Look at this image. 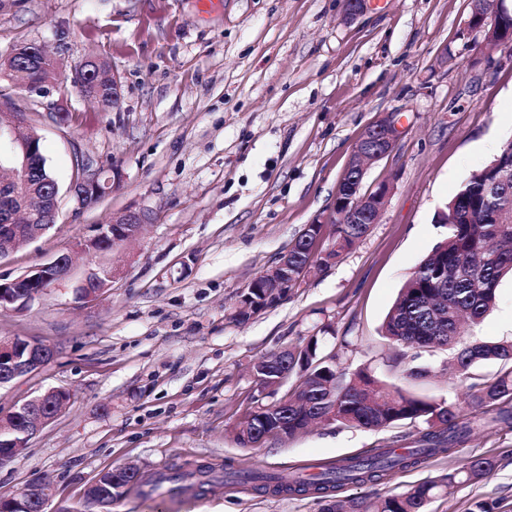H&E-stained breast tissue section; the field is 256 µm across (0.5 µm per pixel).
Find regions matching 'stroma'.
<instances>
[{
  "label": "stroma",
  "instance_id": "35a3bbf8",
  "mask_svg": "<svg viewBox=\"0 0 512 512\" xmlns=\"http://www.w3.org/2000/svg\"><path fill=\"white\" fill-rule=\"evenodd\" d=\"M473 0H366L343 21L344 0H19L0 13V58L20 42L66 63L103 60L119 80L110 108L76 86L51 101L71 112L57 124L21 82L0 83V113L23 112L41 137L60 186L82 152L120 173L97 204L59 218L40 238L0 256L13 278L58 255L67 280L24 309L0 308V339H37L54 350L39 371L0 387V416L52 388L72 399L18 458L0 462V494L48 483L44 512L81 501L107 468L138 464L142 482L112 512H320L312 497L261 493L226 479L229 468L288 474L301 467L405 446L425 428L321 425L243 448L236 424L252 408L254 361L315 336L321 355L364 370L419 399L466 404L504 371L476 365L468 378L453 350H403L384 319L418 264L445 237L439 213L470 174L512 142V50L487 44L466 22ZM384 112L404 133L368 166L364 190L390 181L379 221L328 268H314L277 305L235 317L251 281L273 266L307 224L317 250L336 242L334 198L357 139ZM147 211L131 242L84 251L94 225ZM115 270L94 302L74 290L99 266ZM464 342L512 341V277ZM423 368L420 377L407 376ZM492 456L486 480L459 485L428 512H469L474 501L512 512V429L477 433L461 454L436 456L350 497L400 492ZM207 463L219 481L206 494L169 497L147 483L159 472Z\"/></svg>",
  "mask_w": 512,
  "mask_h": 512
}]
</instances>
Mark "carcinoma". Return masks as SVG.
<instances>
[{
    "instance_id": "1",
    "label": "carcinoma",
    "mask_w": 512,
    "mask_h": 512,
    "mask_svg": "<svg viewBox=\"0 0 512 512\" xmlns=\"http://www.w3.org/2000/svg\"><path fill=\"white\" fill-rule=\"evenodd\" d=\"M24 72L34 89L51 81L62 85L70 74L49 55L41 66H25L21 57L0 59V74L6 69ZM98 76L88 78L98 103L112 106V85L94 84ZM16 140L34 147L28 171L32 199L42 203L45 222L51 215L53 196L43 194L51 186L42 180L53 178L44 155L41 137L27 123L16 131ZM501 166L474 171L448 201L447 235L416 267L390 310L384 336L406 349L448 347L455 350V372L465 377L470 369L484 361L512 363V342L463 344L460 325H479L494 306L498 286L512 274V153L500 150ZM22 203L10 187H0V226L25 224ZM368 224L336 225V243L327 256L336 259L350 250L369 231ZM317 237L302 235L289 249L290 260L299 268L319 262L315 252ZM254 373L266 378L265 387L280 385V379L296 374L297 390L288 395V404L266 403L265 396L255 398L254 407L236 426V442L243 448H258L262 432L274 418L288 423V437L301 433L311 423H336L370 430L385 429L401 421L422 419L428 429L413 440L403 453L382 449L364 457L338 460L312 478L276 472L237 469L228 477L250 483L261 492L312 495L322 503V512H427V506L439 494H450L458 485L488 478L497 468L491 457H464L457 468L437 480H428L399 493L378 497L341 498L338 492L348 485L377 483L385 476L422 463L429 457L455 451L470 441L473 431L486 425L476 416L460 420L454 403L428 402L404 395L398 388L380 383L360 370L345 376L333 358L319 356L318 339L307 341L260 358ZM469 405L478 410L495 406L492 421L512 428V369L498 375L469 395ZM113 469L95 478V487L84 493L77 505H66L60 512H112V503L122 499L140 477L122 476L112 481ZM154 483L168 486L173 495L192 492L201 495L212 483V470L201 465L193 471L171 469L159 474Z\"/></svg>"
}]
</instances>
